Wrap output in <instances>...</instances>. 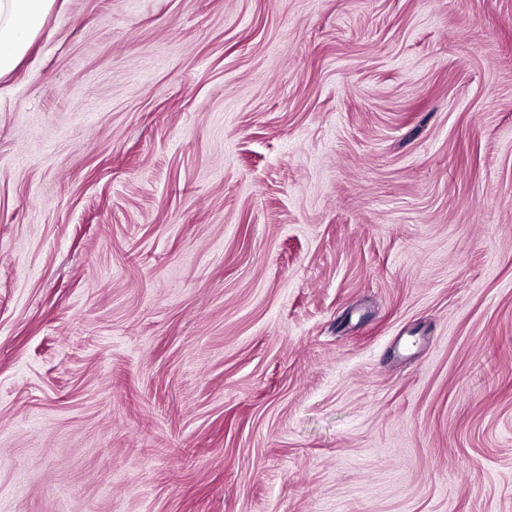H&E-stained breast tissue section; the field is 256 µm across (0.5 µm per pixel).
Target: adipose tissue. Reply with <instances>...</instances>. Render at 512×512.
<instances>
[{
  "mask_svg": "<svg viewBox=\"0 0 512 512\" xmlns=\"http://www.w3.org/2000/svg\"><path fill=\"white\" fill-rule=\"evenodd\" d=\"M56 0H0V78L29 49Z\"/></svg>",
  "mask_w": 512,
  "mask_h": 512,
  "instance_id": "obj_1",
  "label": "adipose tissue"
}]
</instances>
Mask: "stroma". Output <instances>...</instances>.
Returning a JSON list of instances; mask_svg holds the SVG:
<instances>
[{
  "instance_id": "obj_1",
  "label": "stroma",
  "mask_w": 512,
  "mask_h": 512,
  "mask_svg": "<svg viewBox=\"0 0 512 512\" xmlns=\"http://www.w3.org/2000/svg\"><path fill=\"white\" fill-rule=\"evenodd\" d=\"M0 512H512V0H56Z\"/></svg>"
}]
</instances>
